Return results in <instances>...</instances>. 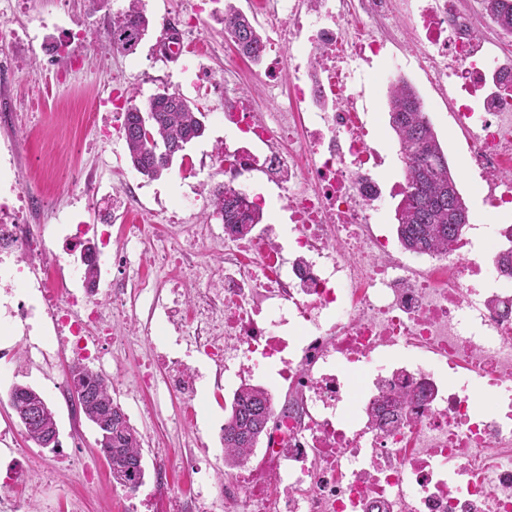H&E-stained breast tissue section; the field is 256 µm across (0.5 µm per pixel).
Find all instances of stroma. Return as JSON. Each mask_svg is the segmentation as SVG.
Listing matches in <instances>:
<instances>
[{
	"label": "stroma",
	"mask_w": 512,
	"mask_h": 512,
	"mask_svg": "<svg viewBox=\"0 0 512 512\" xmlns=\"http://www.w3.org/2000/svg\"><path fill=\"white\" fill-rule=\"evenodd\" d=\"M126 5L127 0H14L10 5L0 0V24L11 25L22 36L11 53L17 67L16 78L4 90L18 122L11 129L0 131V165L13 168L21 185L35 192L52 215L61 218L74 215L87 225L95 224L96 214L76 204L79 194L76 172H88L96 177L107 194L106 207L118 212L125 208L123 188L142 184L138 214L143 222L154 232L170 226L175 232L187 235L194 225L210 223L211 207L187 213L184 222L173 226L167 218L196 181L210 184L224 178L215 146L224 139V126L218 123L217 117L224 110L225 92L244 93L253 111L271 116L288 103V81L283 77L272 79L264 65L253 64L237 53L224 35L222 0H217L215 12L203 32L204 40L212 43L213 48L193 69H184L181 61H169L160 55L152 34L145 37L134 54L117 51L107 32L113 14ZM374 29L387 41L388 59L399 62L395 75L406 78L424 100L448 152L450 168L458 178L470 216L479 218L473 179L458 145L462 135L451 124L454 102L430 81L410 17L399 10L392 21L376 23ZM68 40L80 54L84 68L76 80L59 84L40 45ZM388 59L375 60L365 67L354 91L361 97L376 142L388 152L380 176L390 185L402 179L403 164L389 128L386 93L373 78L375 72L386 67ZM115 86L135 95L140 102L163 90H176L207 115L204 136L189 144L169 172L159 179H146L132 167L124 140L115 138L105 144L97 143L95 131L88 125V116L99 110L102 99ZM198 165L202 166L203 174L196 179L191 169ZM158 266V261L147 252L131 256L127 265L113 268V279L123 283L126 314L115 324L113 347L105 357L112 364L109 375L112 396L140 435L145 467L143 492L152 491L158 482L157 459H165L172 465L166 477L171 485L168 499L152 502L154 512H169V502L183 500L191 487L190 474L178 462L195 452L196 437H203L208 443L213 482L216 487H223L227 468L219 433L230 412L234 389L203 388L190 407L177 393L168 390L165 370L160 367L155 371L152 389L137 395L127 392L128 379L140 370L145 359L144 329L156 333L166 327L161 313L153 312L152 307L155 300L168 299L171 282L158 280L155 292L150 294L139 287L140 275L155 271ZM71 365V357L61 358L50 381L36 370L0 373V431L12 434L11 439L0 442V485L12 482L27 512H108L109 509L112 478L96 445V428L70 401L53 391L54 381L67 379ZM16 384L31 386L44 395L58 423L59 448H42L27 439L8 402V392ZM37 455L48 463L62 459L63 465L58 469L52 467L45 482L15 481V474L28 472ZM89 463L98 467L100 483L78 484L83 465Z\"/></svg>",
	"instance_id": "35a3bbf8"
}]
</instances>
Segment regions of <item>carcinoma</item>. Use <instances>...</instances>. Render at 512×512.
<instances>
[{"label": "carcinoma", "mask_w": 512, "mask_h": 512, "mask_svg": "<svg viewBox=\"0 0 512 512\" xmlns=\"http://www.w3.org/2000/svg\"><path fill=\"white\" fill-rule=\"evenodd\" d=\"M486 13L498 25L512 32V0H483ZM152 26L141 0L113 14L107 36L112 47L126 54L136 52ZM224 34L239 53L257 62L264 40L250 18L232 2L224 7ZM131 97L124 115L122 137L133 168L153 180L168 172L188 144L206 131V114L180 92L165 90L142 104ZM389 124L395 134L404 164V198L395 211L397 235L407 252L424 254L448 249L461 232L463 217L469 214L448 163L425 103L403 78L391 80L387 92ZM212 214L224 220L232 231L245 233L262 216L245 207L234 190L209 195ZM81 385V411L104 432L99 440L109 472L116 482L132 490L144 479L141 440L127 415L112 397L108 381L84 367L71 371ZM10 404L26 436L41 445L57 423L46 399L27 386L14 387ZM276 422L271 393L258 385H245L233 396L231 413L224 422V462L237 468L249 461L253 449L267 437Z\"/></svg>", "instance_id": "1"}]
</instances>
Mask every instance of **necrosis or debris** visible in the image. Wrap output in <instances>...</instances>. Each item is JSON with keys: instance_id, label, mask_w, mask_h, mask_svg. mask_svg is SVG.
Returning <instances> with one entry per match:
<instances>
[{"instance_id": "necrosis-or-debris-1", "label": "necrosis or debris", "mask_w": 512, "mask_h": 512, "mask_svg": "<svg viewBox=\"0 0 512 512\" xmlns=\"http://www.w3.org/2000/svg\"><path fill=\"white\" fill-rule=\"evenodd\" d=\"M273 27L261 62L287 72L288 112L270 120L246 98H224L225 188L249 210L267 212L274 186L288 213V235L274 225L237 235L211 225L191 236L158 235L150 247L204 281L194 329L182 318V288L163 315L175 336L216 371L251 381L275 367L294 412L278 415L260 460L226 475L224 512H512V224H466L447 252L415 256L382 222L388 194L368 121L351 87L361 65L386 42L358 24L344 0H270ZM423 33L431 78L455 96V125L466 130V160L485 207L512 214V93L485 96L496 56L473 33L475 14L457 0H409ZM306 54L285 69L280 41ZM34 197L12 185L0 198V290L13 304L0 312V335L32 334L26 355L0 353L10 367L63 355L100 364L124 313L112 267V221L93 231L95 283L84 262L61 257L54 242L82 238L84 224L29 223ZM224 250V270L209 278L194 262L197 245ZM107 285L111 306L98 299ZM171 385L187 399L201 375L185 359L150 345ZM403 393L400 420L372 413Z\"/></svg>"}]
</instances>
